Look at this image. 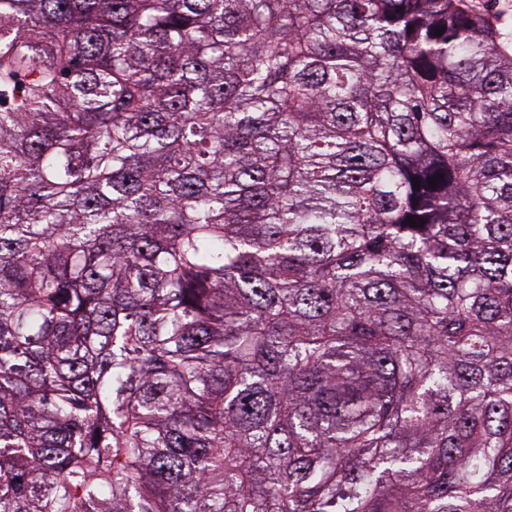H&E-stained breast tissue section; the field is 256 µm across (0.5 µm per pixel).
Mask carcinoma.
Listing matches in <instances>:
<instances>
[{
    "instance_id": "cac0c4a2",
    "label": "carcinoma",
    "mask_w": 512,
    "mask_h": 512,
    "mask_svg": "<svg viewBox=\"0 0 512 512\" xmlns=\"http://www.w3.org/2000/svg\"><path fill=\"white\" fill-rule=\"evenodd\" d=\"M0 512H512V31L0 0Z\"/></svg>"
}]
</instances>
